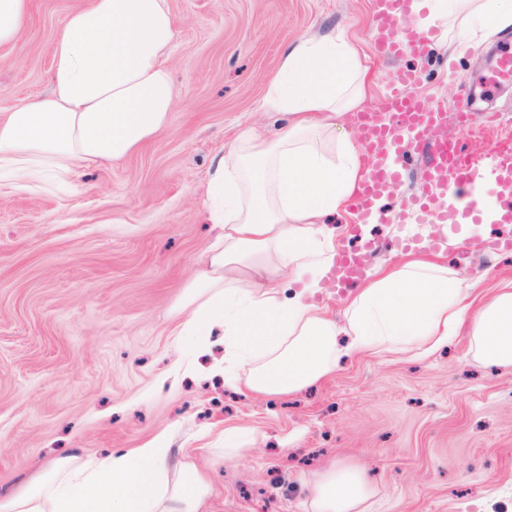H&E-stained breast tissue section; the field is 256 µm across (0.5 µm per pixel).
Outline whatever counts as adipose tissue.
I'll use <instances>...</instances> for the list:
<instances>
[{
    "label": "adipose tissue",
    "instance_id": "ef3b65f1",
    "mask_svg": "<svg viewBox=\"0 0 512 512\" xmlns=\"http://www.w3.org/2000/svg\"><path fill=\"white\" fill-rule=\"evenodd\" d=\"M439 41L477 42L512 29V0H421ZM167 0H90L70 12L53 49L50 90L0 119V178L69 180L87 162L122 159L160 131L174 102L166 64L177 38ZM370 87L356 47L333 35L284 53L261 108L283 112L275 133L253 125L216 156L206 198L220 232L188 285L180 333L194 349L221 330L213 372L225 384L282 396L319 384L347 352L425 358L466 330L476 359L512 366V284L484 287L441 256L407 254L369 274L336 320L313 298L336 253L326 216L348 212L370 168L342 138ZM299 289L281 298L284 278ZM161 432L103 457H66L32 485L0 493V512H208L207 475ZM364 468L329 465L308 512H365Z\"/></svg>",
    "mask_w": 512,
    "mask_h": 512
}]
</instances>
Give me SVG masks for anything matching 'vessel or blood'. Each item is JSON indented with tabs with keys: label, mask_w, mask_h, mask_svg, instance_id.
<instances>
[{
	"label": "vessel or blood",
	"mask_w": 512,
	"mask_h": 512,
	"mask_svg": "<svg viewBox=\"0 0 512 512\" xmlns=\"http://www.w3.org/2000/svg\"><path fill=\"white\" fill-rule=\"evenodd\" d=\"M413 3L373 0L372 42L380 60L427 53L434 33L410 22ZM421 79L418 70L399 71L385 106L360 117V141L372 159L373 170L350 201L358 223L372 219L377 201L400 185L412 153L424 148L428 161L420 211L426 223H483L477 193L489 184L496 191V223L512 224V148L494 143L474 153L456 138L430 140L431 129L443 110L417 93ZM362 261V256L351 249L337 250L332 273L341 287H351L364 278Z\"/></svg>",
	"instance_id": "obj_1"
}]
</instances>
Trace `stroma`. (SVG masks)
I'll return each instance as SVG.
<instances>
[{
    "label": "stroma",
    "instance_id": "1",
    "mask_svg": "<svg viewBox=\"0 0 512 512\" xmlns=\"http://www.w3.org/2000/svg\"><path fill=\"white\" fill-rule=\"evenodd\" d=\"M87 0H32L14 47L0 49V118L45 92L53 47L68 13ZM179 38L168 54L175 105L156 137L109 164H85L69 186L0 185V489L16 490L57 457L90 458L141 446L167 432L192 448L211 483V512H305L309 486L328 464L364 467L370 512H512V367L478 361L466 335L419 360L354 355L318 385L259 397L205 368L171 382L182 355L179 311L216 231L206 219L213 158L244 126L277 130L286 114L261 110L288 45L345 31L372 82L363 109L384 103L396 71L425 73L418 94L441 104L437 137H457L471 114L472 150L512 135V83L486 95L495 52L512 32L479 45L431 44L418 59L376 58L372 0H168ZM423 154L412 157L383 210L365 225L380 241L371 266L403 242H445L417 223L407 198L422 190ZM448 263L489 284L512 281V250L493 256L448 249ZM253 427L261 436L221 465L201 434Z\"/></svg>",
    "mask_w": 512,
    "mask_h": 512
}]
</instances>
